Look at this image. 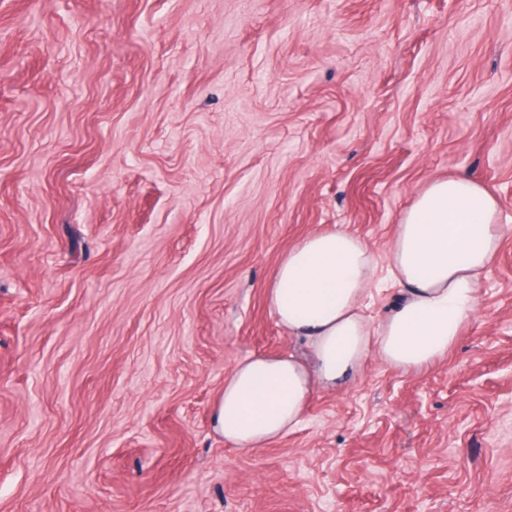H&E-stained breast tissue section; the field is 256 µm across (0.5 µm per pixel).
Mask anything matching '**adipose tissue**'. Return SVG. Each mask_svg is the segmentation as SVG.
<instances>
[{
    "mask_svg": "<svg viewBox=\"0 0 512 512\" xmlns=\"http://www.w3.org/2000/svg\"><path fill=\"white\" fill-rule=\"evenodd\" d=\"M498 217L496 199L478 182L430 181L394 227L389 274L402 294L377 319L365 313L378 267L364 240L333 229L289 248L266 300L305 348L248 356L225 376L215 414L225 441L249 450L285 436L316 390L356 382L369 356L405 372L444 358L476 313L481 278L501 243Z\"/></svg>",
    "mask_w": 512,
    "mask_h": 512,
    "instance_id": "ef3b65f1",
    "label": "adipose tissue"
}]
</instances>
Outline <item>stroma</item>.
<instances>
[{
	"label": "stroma",
	"mask_w": 512,
	"mask_h": 512,
	"mask_svg": "<svg viewBox=\"0 0 512 512\" xmlns=\"http://www.w3.org/2000/svg\"><path fill=\"white\" fill-rule=\"evenodd\" d=\"M452 176L505 231L447 356L227 445L280 257ZM0 512H512V0H0Z\"/></svg>",
	"instance_id": "stroma-1"
}]
</instances>
